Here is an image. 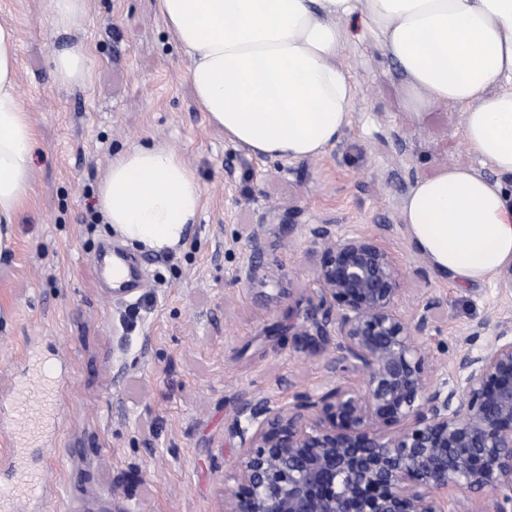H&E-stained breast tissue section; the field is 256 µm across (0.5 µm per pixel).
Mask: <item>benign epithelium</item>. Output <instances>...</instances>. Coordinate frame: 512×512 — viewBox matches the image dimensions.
Segmentation results:
<instances>
[{"instance_id": "benign-epithelium-1", "label": "benign epithelium", "mask_w": 512, "mask_h": 512, "mask_svg": "<svg viewBox=\"0 0 512 512\" xmlns=\"http://www.w3.org/2000/svg\"><path fill=\"white\" fill-rule=\"evenodd\" d=\"M316 236L311 312L288 335L356 381L245 405L218 512H512V326L478 347L468 336L455 381L441 380L390 254L365 234Z\"/></svg>"}]
</instances>
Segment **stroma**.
Returning <instances> with one entry per match:
<instances>
[{"mask_svg":"<svg viewBox=\"0 0 512 512\" xmlns=\"http://www.w3.org/2000/svg\"><path fill=\"white\" fill-rule=\"evenodd\" d=\"M0 24L17 33L18 94L38 139L34 194L0 256V415L11 417L31 354L53 359L58 376L52 425L31 424L20 445L0 435V485L29 472L45 489L14 512H217L234 484L244 404L354 380L295 349L287 332L316 286L317 228L377 238L403 272L402 309L429 317L419 340L445 377L473 330L486 339L512 322V292L498 280L454 284L411 244L400 210L416 180L447 167L493 170L467 145L456 105L413 113L377 43H351L338 58L357 95L336 146L280 161L236 146L202 112L157 0H84L66 31L53 27L47 0H0ZM77 43L92 79L60 83L52 53ZM143 145L182 158L202 210L184 246L129 247L147 276L122 300L92 260L102 243L122 242L97 192L113 158ZM253 261L257 277L237 284Z\"/></svg>","mask_w":512,"mask_h":512,"instance_id":"35a3bbf8","label":"stroma"}]
</instances>
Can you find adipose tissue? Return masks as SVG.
I'll list each match as a JSON object with an SVG mask.
<instances>
[{
  "instance_id": "adipose-tissue-1",
  "label": "adipose tissue",
  "mask_w": 512,
  "mask_h": 512,
  "mask_svg": "<svg viewBox=\"0 0 512 512\" xmlns=\"http://www.w3.org/2000/svg\"><path fill=\"white\" fill-rule=\"evenodd\" d=\"M191 58L190 80L211 122L236 145L273 160L324 154L351 123L356 87L334 60L373 39L404 77L408 104L459 107L467 145L495 171L449 167L415 182L401 221L442 277L480 283L512 266V0H158ZM354 19L352 31L338 18ZM15 30L0 24V254L34 192L36 132L17 92ZM53 75L84 83L83 48L52 54ZM106 224L147 250L183 246L202 189L174 152L116 157L99 187Z\"/></svg>"
}]
</instances>
